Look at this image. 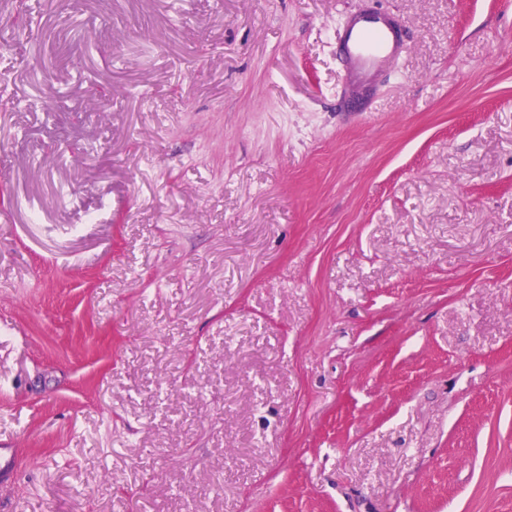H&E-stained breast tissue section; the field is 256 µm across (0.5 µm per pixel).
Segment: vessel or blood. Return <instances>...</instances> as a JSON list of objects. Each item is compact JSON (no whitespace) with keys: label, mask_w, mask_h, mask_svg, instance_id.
Instances as JSON below:
<instances>
[{"label":"vessel or blood","mask_w":512,"mask_h":512,"mask_svg":"<svg viewBox=\"0 0 512 512\" xmlns=\"http://www.w3.org/2000/svg\"><path fill=\"white\" fill-rule=\"evenodd\" d=\"M336 40L344 76L348 79L373 76L406 49L405 36L396 21L381 12L349 15Z\"/></svg>","instance_id":"b4317fda"}]
</instances>
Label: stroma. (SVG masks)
<instances>
[{"mask_svg": "<svg viewBox=\"0 0 512 512\" xmlns=\"http://www.w3.org/2000/svg\"><path fill=\"white\" fill-rule=\"evenodd\" d=\"M377 7L409 50L349 114ZM0 27V512H512V0ZM337 50L345 81L369 78L406 50L405 35L387 13L351 14L338 29Z\"/></svg>", "mask_w": 512, "mask_h": 512, "instance_id": "stroma-1", "label": "stroma"}]
</instances>
